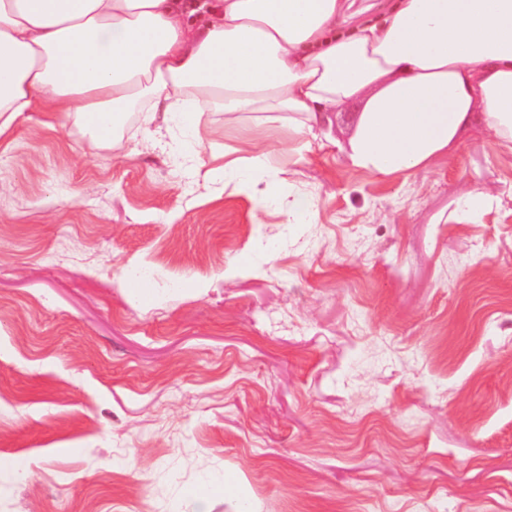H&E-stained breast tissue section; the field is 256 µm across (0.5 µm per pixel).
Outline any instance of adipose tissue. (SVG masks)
<instances>
[{
	"label": "adipose tissue",
	"instance_id": "obj_1",
	"mask_svg": "<svg viewBox=\"0 0 512 512\" xmlns=\"http://www.w3.org/2000/svg\"><path fill=\"white\" fill-rule=\"evenodd\" d=\"M346 0H0V134L43 108L98 143L133 100L202 141L204 113L278 112L315 139L328 112L360 104L352 168L409 176L472 126L512 145V0H393L340 32ZM224 163L240 192L265 183L268 148Z\"/></svg>",
	"mask_w": 512,
	"mask_h": 512
}]
</instances>
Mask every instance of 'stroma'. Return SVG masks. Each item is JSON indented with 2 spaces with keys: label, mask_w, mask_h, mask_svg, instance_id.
Returning <instances> with one entry per match:
<instances>
[{
  "label": "stroma",
  "mask_w": 512,
  "mask_h": 512,
  "mask_svg": "<svg viewBox=\"0 0 512 512\" xmlns=\"http://www.w3.org/2000/svg\"><path fill=\"white\" fill-rule=\"evenodd\" d=\"M358 111L301 152L218 109L201 144L135 109L105 147L56 112L0 136V512H189L229 474L209 512H512V150L358 171ZM255 135L266 208L219 170ZM218 489L207 480L201 479L195 486L185 492V498L191 506V512H208L207 504L211 495Z\"/></svg>",
  "instance_id": "1"
}]
</instances>
